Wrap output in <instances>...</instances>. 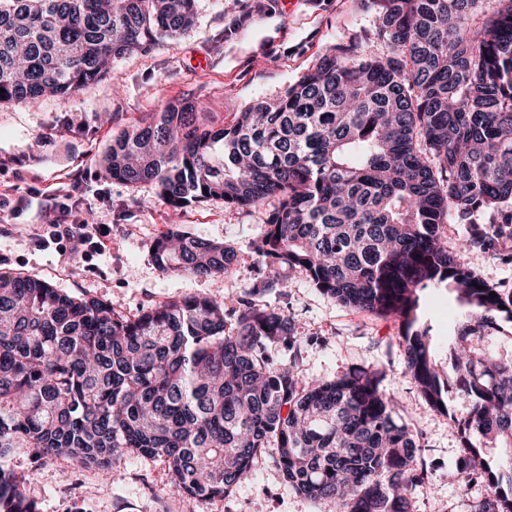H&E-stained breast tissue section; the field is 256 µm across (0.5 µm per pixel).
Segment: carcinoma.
I'll list each match as a JSON object with an SVG mask.
<instances>
[{
  "label": "carcinoma",
  "instance_id": "carcinoma-1",
  "mask_svg": "<svg viewBox=\"0 0 512 512\" xmlns=\"http://www.w3.org/2000/svg\"><path fill=\"white\" fill-rule=\"evenodd\" d=\"M374 41L333 46L283 95L217 129L193 100L170 102L112 138L102 172L150 183L181 208L272 201L253 252L269 275L251 299L191 297L134 318L49 282L0 273V458L68 455L112 475L123 454L162 458L188 495L212 499L275 448L283 478L337 512H411L425 471L382 387L355 367L333 380L299 370L301 333L255 296L288 271L358 311L392 316L421 397L457 426L452 483L483 497L471 512H512V297L463 263L494 251L512 224V0L479 22L484 0H364ZM196 0H0V104L76 93L106 65L193 28ZM472 229L457 249L448 221ZM163 273L211 277L237 250L169 232ZM482 289H477V286ZM446 288L463 309L448 369L422 293ZM496 297H490V293ZM280 344L286 360L266 353ZM454 394L469 408L457 416ZM502 448L498 459L487 457ZM0 512H37L27 478L0 466Z\"/></svg>",
  "mask_w": 512,
  "mask_h": 512
}]
</instances>
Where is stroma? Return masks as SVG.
<instances>
[{"instance_id": "stroma-1", "label": "stroma", "mask_w": 512, "mask_h": 512, "mask_svg": "<svg viewBox=\"0 0 512 512\" xmlns=\"http://www.w3.org/2000/svg\"><path fill=\"white\" fill-rule=\"evenodd\" d=\"M373 21L363 0H197L189 33L113 62L96 85L0 105V188L14 190L12 207L0 211V271L46 280L74 297L111 302L130 317L166 301L247 294L265 274L252 249L265 230V206L236 209L207 200L175 212L152 185L103 175L100 157L113 135L174 99L200 102L214 125L231 123L256 100L284 94L331 46L364 37ZM62 195L69 198L72 219L108 226L104 255L67 263L55 244L36 245L50 206ZM172 231L230 244L238 261L219 277L161 273L152 247ZM465 260L491 287L512 294L511 237L498 252L474 248ZM265 300L298 323L304 376L333 380L355 366L384 372V385L428 470L412 494L413 512H470L482 491L472 489L463 498L448 482L459 451L455 425L422 399L406 372L398 321L346 308L296 270ZM460 315L448 290L427 291L421 318L437 348L447 345ZM276 455V449H265L245 481L210 500L186 494L159 458L114 461V481L68 457L38 459L26 448L0 462L27 476L38 512H331L327 502L305 498L284 480Z\"/></svg>"}]
</instances>
